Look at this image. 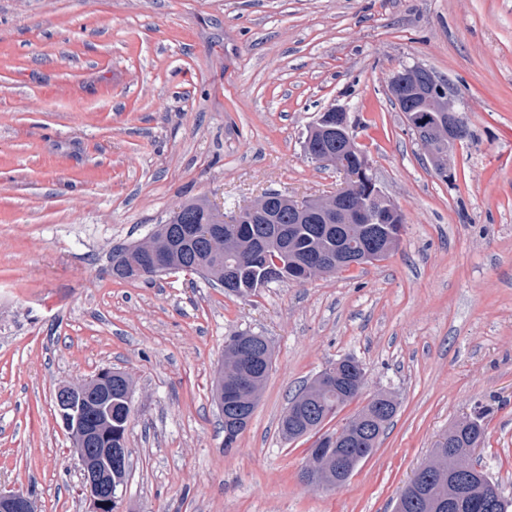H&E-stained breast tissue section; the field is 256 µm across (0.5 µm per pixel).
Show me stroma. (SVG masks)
<instances>
[{
    "mask_svg": "<svg viewBox=\"0 0 512 512\" xmlns=\"http://www.w3.org/2000/svg\"><path fill=\"white\" fill-rule=\"evenodd\" d=\"M421 65L471 136L435 174L388 93ZM343 105L406 224L388 258L240 298L196 274L117 280L114 248L188 201L326 197L303 142ZM274 352L225 450L213 389L230 336ZM365 372L398 408L341 487L306 484L312 440L279 422L303 384ZM132 382L119 512H394L440 436L484 411V469L512 498V0H0V488L88 512L54 395Z\"/></svg>",
    "mask_w": 512,
    "mask_h": 512,
    "instance_id": "obj_1",
    "label": "stroma"
}]
</instances>
